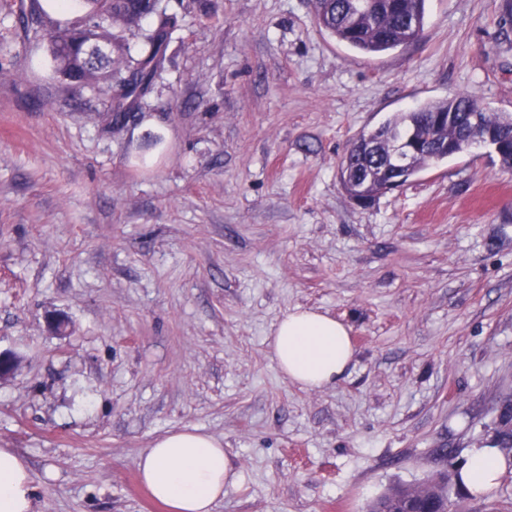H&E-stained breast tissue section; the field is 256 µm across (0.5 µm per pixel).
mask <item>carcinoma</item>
I'll use <instances>...</instances> for the list:
<instances>
[{
	"label": "carcinoma",
	"instance_id": "obj_1",
	"mask_svg": "<svg viewBox=\"0 0 512 512\" xmlns=\"http://www.w3.org/2000/svg\"><path fill=\"white\" fill-rule=\"evenodd\" d=\"M314 20L321 31L337 41L367 55H380L408 42L418 40L424 30L426 0H372L367 11L358 8L359 0H311ZM83 16L65 29L51 28L45 13L33 7L26 24L34 34L47 36V50L55 72L61 79H70L78 85L109 84L117 98L138 102L150 91L155 77L163 67L165 51L172 34L180 27L178 13L160 6V0H81ZM152 27L145 35L139 57L123 61V46L115 41V28H140L146 19ZM95 41L112 47L111 55L92 63L86 58V44ZM480 122L474 126L471 117ZM443 116L439 136L426 139L436 117ZM397 133L413 136L424 147L418 150L410 180L425 167L452 156L443 150V142L456 143L460 138L512 134V115L485 111L477 99L467 93L452 98L430 101L408 111L396 112L379 126L362 133L347 148L348 157L341 161L340 181L347 194L366 188L377 197L385 193L392 178L387 163L386 142L383 136ZM497 409L489 440L512 464V427L503 420V414H512V395L504 397ZM444 494L436 500L413 504L401 492L382 494L371 504L373 509L385 512H407L414 507L423 512H465L464 498L468 492L460 482V472L445 475Z\"/></svg>",
	"mask_w": 512,
	"mask_h": 512
}]
</instances>
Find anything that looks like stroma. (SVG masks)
<instances>
[{"mask_svg": "<svg viewBox=\"0 0 512 512\" xmlns=\"http://www.w3.org/2000/svg\"><path fill=\"white\" fill-rule=\"evenodd\" d=\"M162 2L181 28L110 129L109 91L62 82L30 0H0V448L36 512H168L138 459L186 425L238 474L214 512H368L457 470L512 394V168L460 154L366 206L338 168L428 101L512 114V0H428L379 56L310 0ZM295 309L350 327L335 386L270 360Z\"/></svg>", "mask_w": 512, "mask_h": 512, "instance_id": "stroma-1", "label": "stroma"}]
</instances>
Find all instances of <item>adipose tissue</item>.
<instances>
[{
    "label": "adipose tissue",
    "mask_w": 512,
    "mask_h": 512,
    "mask_svg": "<svg viewBox=\"0 0 512 512\" xmlns=\"http://www.w3.org/2000/svg\"><path fill=\"white\" fill-rule=\"evenodd\" d=\"M270 359L303 389L336 384L355 357L348 328L312 310L287 312L268 343ZM140 479L172 512H213L236 474L223 444L199 429L174 431L155 440L138 460ZM512 465L497 449L470 450L460 474L473 494H490ZM35 487L24 459L0 448V512H34Z\"/></svg>",
    "instance_id": "ef3b65f1"
}]
</instances>
